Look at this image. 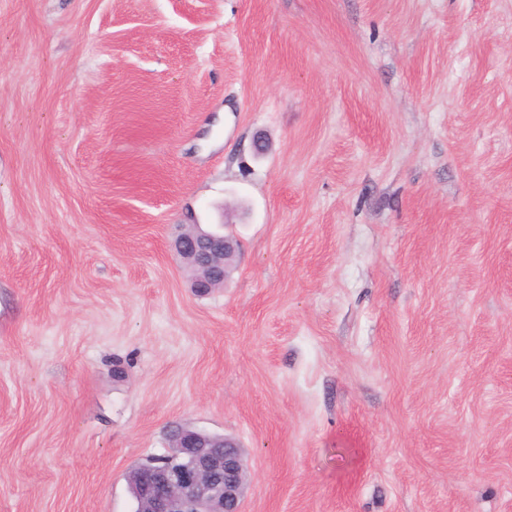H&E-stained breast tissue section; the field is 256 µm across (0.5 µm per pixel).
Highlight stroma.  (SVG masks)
<instances>
[{
  "label": "stroma",
  "instance_id": "stroma-1",
  "mask_svg": "<svg viewBox=\"0 0 512 512\" xmlns=\"http://www.w3.org/2000/svg\"><path fill=\"white\" fill-rule=\"evenodd\" d=\"M174 423L243 512H512V0H0V512ZM203 228L202 224L182 225L181 233L173 243L175 253L191 274L190 287L199 295L223 287L229 275L224 259L233 255L239 244L224 234V225Z\"/></svg>",
  "mask_w": 512,
  "mask_h": 512
}]
</instances>
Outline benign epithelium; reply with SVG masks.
Segmentation results:
<instances>
[{
  "label": "benign epithelium",
  "mask_w": 512,
  "mask_h": 512,
  "mask_svg": "<svg viewBox=\"0 0 512 512\" xmlns=\"http://www.w3.org/2000/svg\"><path fill=\"white\" fill-rule=\"evenodd\" d=\"M191 274L190 288L205 295L224 286V259L234 254L237 240L224 225L204 228L188 224L173 243ZM129 489L142 512H242L251 483L244 449L232 438L177 426L175 443L164 459L146 460Z\"/></svg>",
  "instance_id": "obj_1"
}]
</instances>
